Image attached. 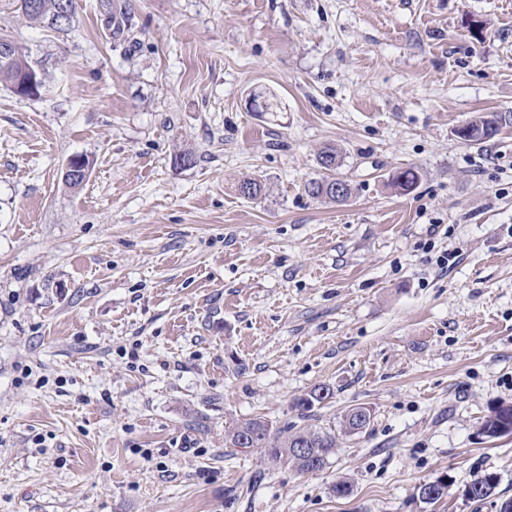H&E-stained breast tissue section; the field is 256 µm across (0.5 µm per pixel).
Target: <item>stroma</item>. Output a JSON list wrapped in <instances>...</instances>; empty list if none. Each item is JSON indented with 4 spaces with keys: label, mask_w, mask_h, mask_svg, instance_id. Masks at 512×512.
Listing matches in <instances>:
<instances>
[{
    "label": "stroma",
    "mask_w": 512,
    "mask_h": 512,
    "mask_svg": "<svg viewBox=\"0 0 512 512\" xmlns=\"http://www.w3.org/2000/svg\"><path fill=\"white\" fill-rule=\"evenodd\" d=\"M4 35L44 88L0 82V512L512 498V435L478 433L512 402V0H78L62 31L0 0ZM479 114L498 135L459 139ZM328 147L343 203L305 191ZM358 405L370 424L342 433ZM254 418L335 431L336 452L300 474L228 447ZM89 171L90 161L88 158L84 156L71 157L64 167L63 179L77 184L79 187L85 182ZM498 482L499 479L495 473H486L478 477L468 487L467 494L469 499L474 502H482L488 499L493 495Z\"/></svg>",
    "instance_id": "35a3bbf8"
}]
</instances>
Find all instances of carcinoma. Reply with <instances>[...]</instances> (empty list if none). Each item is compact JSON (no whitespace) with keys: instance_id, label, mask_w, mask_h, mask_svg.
I'll return each instance as SVG.
<instances>
[{"instance_id":"obj_1","label":"carcinoma","mask_w":512,"mask_h":512,"mask_svg":"<svg viewBox=\"0 0 512 512\" xmlns=\"http://www.w3.org/2000/svg\"><path fill=\"white\" fill-rule=\"evenodd\" d=\"M462 139L469 142L483 143L492 139L499 132V121L494 115L477 116L466 123ZM324 176L310 180L305 191L313 198H324L343 203L352 195L350 182L339 176L340 156L336 149L323 150L318 158ZM420 180V172L407 168L395 172L391 177L392 185L405 193L412 192ZM333 391L327 386H320L310 393L298 397L294 405L301 411H309L315 405L331 398ZM512 420V403H498L490 415L481 423V434L497 438L502 423ZM252 435L250 447L258 448L264 461L272 466L290 465L298 472L312 473L324 468L329 458L336 452V434L321 428H300L294 432L282 431L267 421L253 419L242 422L228 433L230 445H241L243 434ZM499 479L495 473H487L475 479L468 487L470 500L482 502L494 493ZM448 495V483L443 480L425 483L419 487V498L425 504L434 505Z\"/></svg>"}]
</instances>
